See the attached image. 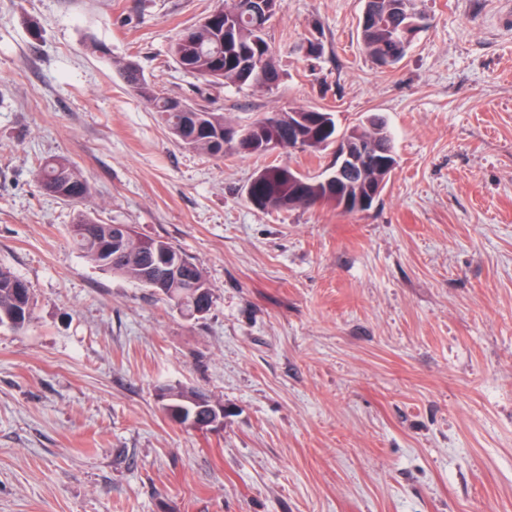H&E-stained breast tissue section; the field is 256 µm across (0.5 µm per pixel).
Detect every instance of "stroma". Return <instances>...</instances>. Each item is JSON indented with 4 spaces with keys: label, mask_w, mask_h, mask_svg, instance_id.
Instances as JSON below:
<instances>
[{
    "label": "stroma",
    "mask_w": 512,
    "mask_h": 512,
    "mask_svg": "<svg viewBox=\"0 0 512 512\" xmlns=\"http://www.w3.org/2000/svg\"><path fill=\"white\" fill-rule=\"evenodd\" d=\"M221 4L0 0V267L35 303L0 326V512H512V0H417L430 25L387 70L364 0H286L269 91L170 57ZM119 58L237 126L379 116L397 165L366 211L257 209L266 158L177 143ZM55 157L85 209L199 265L204 317L78 254L36 177ZM162 388L223 428L171 422ZM166 397H171L166 399ZM158 401L160 409L165 416L172 422L185 427L183 421H178L171 417L167 409L168 405H174L186 410L189 414H193L203 422H214L206 431L217 428L222 418H224V404L220 401L212 400L208 395L195 389L173 390L162 388L158 390ZM222 412V414H221Z\"/></svg>",
    "instance_id": "35a3bbf8"
}]
</instances>
